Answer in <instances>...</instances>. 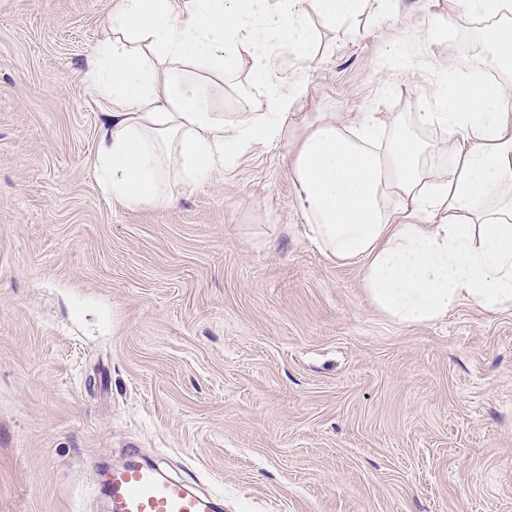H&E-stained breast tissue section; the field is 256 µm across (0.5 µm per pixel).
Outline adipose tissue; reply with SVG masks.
Listing matches in <instances>:
<instances>
[{"instance_id": "obj_1", "label": "adipose tissue", "mask_w": 512, "mask_h": 512, "mask_svg": "<svg viewBox=\"0 0 512 512\" xmlns=\"http://www.w3.org/2000/svg\"><path fill=\"white\" fill-rule=\"evenodd\" d=\"M300 0H119L83 74L103 108L96 170L106 195L125 207L166 206L180 184L209 182L254 145L282 141L309 230L325 253L363 265V286L396 324L439 321L462 303L512 306V0H453L484 20L488 60L445 70L433 94L388 128L373 113L341 126L321 112L292 137L288 107L299 84L269 83L267 39L277 32L304 61L312 36ZM252 81L269 86L268 111L246 97L217 105L218 81L242 51ZM495 80L479 78L484 68ZM447 130L435 150L426 135ZM447 160L443 177L433 159ZM415 210L429 224H398Z\"/></svg>"}]
</instances>
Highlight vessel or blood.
<instances>
[{
  "label": "vessel or blood",
  "mask_w": 512,
  "mask_h": 512,
  "mask_svg": "<svg viewBox=\"0 0 512 512\" xmlns=\"http://www.w3.org/2000/svg\"><path fill=\"white\" fill-rule=\"evenodd\" d=\"M112 512H214L213 502L190 493L182 481L160 476L155 466L129 460L107 478Z\"/></svg>",
  "instance_id": "obj_1"
}]
</instances>
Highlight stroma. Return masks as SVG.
<instances>
[{"instance_id":"1","label":"stroma","mask_w":512,"mask_h":512,"mask_svg":"<svg viewBox=\"0 0 512 512\" xmlns=\"http://www.w3.org/2000/svg\"><path fill=\"white\" fill-rule=\"evenodd\" d=\"M405 2L334 28L307 12L309 65L271 41L296 133L319 112L389 124L486 54L451 0ZM111 7L0 0V512H107L97 467L130 448L224 512H512V307L390 321L362 263L315 242L282 142L175 206L113 204L83 80ZM252 67L224 98L264 112Z\"/></svg>"}]
</instances>
